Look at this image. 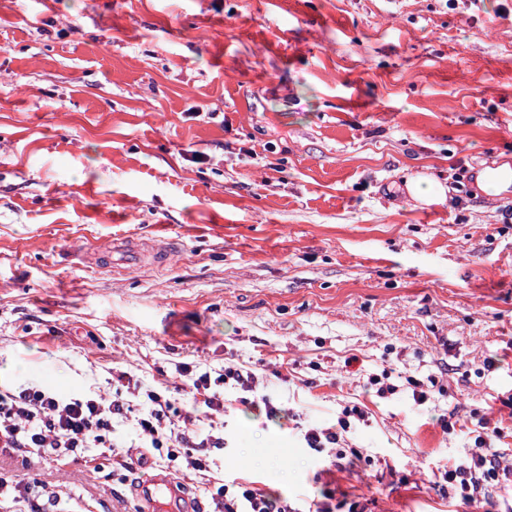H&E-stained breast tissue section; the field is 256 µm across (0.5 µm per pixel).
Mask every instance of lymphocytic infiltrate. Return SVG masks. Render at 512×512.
<instances>
[{
    "mask_svg": "<svg viewBox=\"0 0 512 512\" xmlns=\"http://www.w3.org/2000/svg\"><path fill=\"white\" fill-rule=\"evenodd\" d=\"M130 411L129 400L120 394L61 396L33 382L0 391V454L14 456L20 464L17 472H0V512H59V492L31 471L36 458L63 464L80 459L89 466L104 456L113 474L137 480L145 459L133 456L132 448L186 449V470L203 472L210 452L224 447V434L214 424L180 426L170 395L152 389L144 392L134 442L116 440L114 425L127 419ZM499 437L496 429L477 436L470 464L445 470L448 482L459 483L465 498L477 499L491 480L512 475V470L500 466ZM202 512L297 510L253 483L235 481L208 493Z\"/></svg>",
    "mask_w": 512,
    "mask_h": 512,
    "instance_id": "lymphocytic-infiltrate-1",
    "label": "lymphocytic infiltrate"
}]
</instances>
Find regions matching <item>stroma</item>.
<instances>
[{
	"label": "stroma",
	"instance_id": "1",
	"mask_svg": "<svg viewBox=\"0 0 512 512\" xmlns=\"http://www.w3.org/2000/svg\"><path fill=\"white\" fill-rule=\"evenodd\" d=\"M501 164L512 0H0V389L126 371L183 410L177 365L232 361L278 414L226 389L191 500L512 512L511 481L472 502L441 474L487 425L512 464V189L476 183ZM351 407L340 467L304 434ZM39 471L137 512L108 460ZM254 482L221 484L205 496L203 512H299L288 499H273Z\"/></svg>",
	"mask_w": 512,
	"mask_h": 512
}]
</instances>
